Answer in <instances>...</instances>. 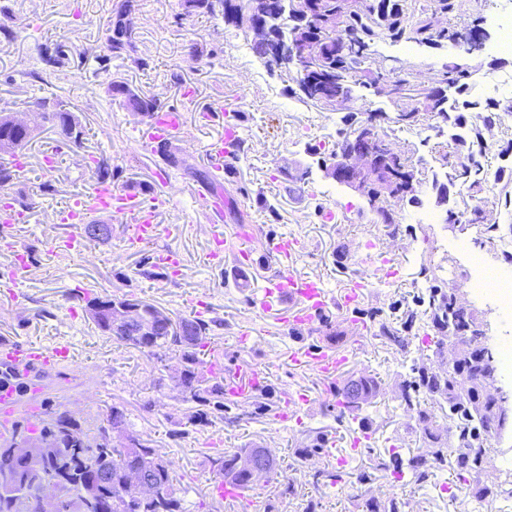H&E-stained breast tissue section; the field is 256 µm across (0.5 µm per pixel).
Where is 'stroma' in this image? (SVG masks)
Segmentation results:
<instances>
[{"mask_svg": "<svg viewBox=\"0 0 512 512\" xmlns=\"http://www.w3.org/2000/svg\"><path fill=\"white\" fill-rule=\"evenodd\" d=\"M122 0H0V110L13 113L35 128L28 146V165L11 187L12 192L37 199L24 223L0 228V283L17 282V299L0 300V336L15 342L59 340L74 347L72 363L43 371V396L60 410L74 413L92 427L111 406H119L134 431L147 439L176 475L175 489L185 512H239L237 505L214 498L213 475L203 438L227 448L250 444L270 450L280 474L260 482L255 497L271 512H302L316 501L319 512H362L366 500L396 495L410 512H471L470 497L456 490L455 475L442 469L436 486L414 488L379 476L371 485H360L355 475L369 465L367 453L353 450L357 438L348 424L337 423L327 408L326 383L315 373L289 366L287 352L298 339L289 336L277 311L259 313L253 301L273 274V266H261L273 241L282 235H298L295 273L322 278L331 296H338L358 275L355 257L362 252L381 254L374 233L380 217L359 195L325 177L323 159L336 149L341 112L325 111L289 94L296 73L268 66L255 53L234 51L237 41L254 44L255 35L244 26L225 23L222 15H183L179 0H133L131 34L137 54L149 62L141 69L130 60L115 58L100 65L107 55L112 16ZM59 44L69 56L66 72L58 73L41 60L39 45ZM376 54L388 65L413 68L420 80L432 83L444 63L457 52L453 48L426 50L377 42ZM475 69L473 98L512 97V51L494 54L483 50L470 56ZM127 84L140 96L157 97L168 107L183 109L184 135L172 138V150L180 167L167 165L153 148L138 144L146 118L115 99L112 83ZM38 97L64 102L85 129L82 147L66 149L53 172L42 169L44 147L55 142L54 128L44 122L33 105ZM363 114H378V122L399 152L421 170L424 182L442 174L440 158L453 134L450 126H437L426 118L406 126L395 120L396 110L385 97L363 95L356 102ZM234 112L245 139L238 173L228 189L243 215L244 224L223 218L224 235L248 249L251 262L238 270L233 258L223 265L208 264L211 224L214 220L199 196V185L188 169L208 166V144L224 134V113ZM110 157L118 172L114 184L140 191L159 223L178 220L177 237L130 246L125 224L99 216L111 224L109 243L87 242L82 254L51 252L56 239L71 234L69 226L53 216L91 181L94 157ZM53 190L42 193V183ZM268 207H260L258 197ZM389 211L404 231V245L394 261L385 264V287L373 289L363 301L367 307H388L411 301L424 278L421 266H448L458 280L472 273L467 247L495 256L478 228L459 231L446 223L444 206L433 192L411 205L393 201ZM37 249L40 260L30 262L24 273L14 267L11 245ZM182 257L178 274L164 279L139 275L142 257L162 249ZM131 294L155 305L170 317L197 316L212 324L209 339L222 365L244 362L265 368L275 400L286 392L309 395L308 410L300 422L275 423L271 415H259L252 404L237 405L244 421L235 426H212L179 431L177 423L189 410L172 369H159L146 355L123 342L103 335L85 310L86 297ZM464 307L479 317L492 343L512 346V320L503 321L489 301L461 289ZM351 322L337 317L339 343L349 352L344 375L378 377L382 389L367 411L374 418L371 431L376 442L395 439L407 444L410 425L396 406L398 374L403 355L376 336L364 339L352 334ZM251 331L248 347L238 338ZM331 433L344 457L300 455L315 429ZM333 467L344 472L341 485L319 488L312 481L315 469Z\"/></svg>", "mask_w": 512, "mask_h": 512, "instance_id": "35a3bbf8", "label": "stroma"}]
</instances>
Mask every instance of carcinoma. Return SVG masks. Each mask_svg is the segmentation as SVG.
<instances>
[{
  "instance_id": "1",
  "label": "carcinoma",
  "mask_w": 512,
  "mask_h": 512,
  "mask_svg": "<svg viewBox=\"0 0 512 512\" xmlns=\"http://www.w3.org/2000/svg\"><path fill=\"white\" fill-rule=\"evenodd\" d=\"M245 0H181L185 14L205 11L220 14L225 22H234L235 14ZM469 0H312L310 13L305 18L310 33L317 35L325 18H333L342 25L340 35L349 38L347 49L339 52L336 41L322 43V76L339 82L347 91L382 77L371 76L374 62L373 45L380 40L419 45L441 39L452 41L464 29L475 26L478 20L468 22L466 4ZM461 20L438 30L431 25L430 11ZM109 51L115 57L128 58L140 67L148 66L146 59L134 56L135 45L131 33L123 24L121 12L112 18V35L108 38ZM46 65L59 72L68 64V55L60 45L40 46ZM473 68L470 64L451 59L444 63L434 88L433 108L448 114V121L466 129L467 135L453 140L454 147L442 160L448 184L458 188L467 197L463 207L448 209L449 224H473L487 195H493V204L512 213V167L492 168L487 154L485 133L505 126L512 118V98L474 100L470 97ZM115 95L124 97L134 111L147 117L164 108L155 98H143L122 85L112 86ZM399 112L428 111L424 101L410 97L391 98ZM36 105L45 111V120L59 127V142L67 147H80L85 131L65 105L48 98L36 99ZM377 121L370 115L362 120L357 113L344 116V127L337 131L336 150L331 158L351 148L352 142L365 122ZM32 139V130L14 125L8 113H0V153L24 149ZM245 150L240 140L238 153L224 159L223 173L208 168L191 172L193 179L212 195L224 192V177L236 174V164ZM139 273L147 278L167 276L164 268L145 256L140 260ZM420 274L428 282L425 293L414 298V306L404 309L396 319L382 317V312L361 306L352 308L353 317L369 324L372 335L381 337L395 350L408 354L412 331L421 317L434 332L433 356L421 355L411 359L407 372L399 382L400 406L415 415V427L409 434L419 435L421 446L403 449L385 448L376 454L373 471L362 470L359 483L373 481V472L383 471L398 482L411 483L419 488L435 484L438 469L448 466L455 474L458 488L467 490L484 501L505 492L501 486L483 480L488 435L512 430V406H501L494 393L496 383L494 356L483 340V331L474 314L458 301L459 288L455 280L445 279L439 269L421 265ZM141 306L140 320L114 328L112 316L130 302ZM153 304L129 295L106 294L86 301V311L97 328L106 336L114 337L139 350L147 357L163 363L175 361L182 383L190 389L185 401L191 404L185 415L186 424L206 427L215 419L231 425L240 417L231 414L230 402L224 393V375L207 367L204 360L205 344L211 332L208 322L197 317H179L169 326H154L142 332L144 320L153 316ZM309 335L336 338L332 317L321 313ZM455 339L464 345L459 357H448V341ZM41 379L38 370L27 374L15 372L0 364V385L11 384L17 397L31 400L28 391ZM381 391L380 381L373 376H360L348 382L329 387L331 401L336 403V421L354 423L357 428H370V417L364 406L370 404ZM256 409L261 414L276 410L270 386L254 394ZM41 420L37 431L29 435L32 461L15 456L10 437L0 438V473L13 476L14 488L0 489V512H44L41 498L42 484L51 482L59 492L54 512H183V504L174 488V476L167 462L162 460L150 443L127 430L124 411L112 406L98 428L106 426L122 432L125 441L106 446L91 438L83 430L80 420L66 412H58L50 401H40ZM444 411L448 423L437 420V411ZM328 434L315 431L309 444L302 449L306 456L329 455ZM472 449L459 455L456 449ZM262 455L259 448L221 449L209 457L210 469L216 478L251 483L248 461ZM132 471L147 473L157 488L153 497L144 496L142 489L127 480ZM316 483L326 487L339 484L342 472L324 468L314 473ZM405 502L393 496L384 501L366 502V512H404Z\"/></svg>"
}]
</instances>
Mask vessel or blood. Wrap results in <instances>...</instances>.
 Here are the masks:
<instances>
[{
	"label": "vessel or blood",
	"mask_w": 512,
	"mask_h": 512,
	"mask_svg": "<svg viewBox=\"0 0 512 512\" xmlns=\"http://www.w3.org/2000/svg\"><path fill=\"white\" fill-rule=\"evenodd\" d=\"M184 113L170 109L155 115L140 137L144 146L179 134L184 128ZM240 130L233 114H226L224 137L208 146L206 153L211 167L221 169L224 157L238 147ZM109 214L130 223V241L141 245L166 236H176L179 224H159L152 209L146 207L138 191L118 188L104 182L90 183L88 188L75 196L60 213L61 223L73 227L74 232L58 242L57 247L66 253H78L84 249V240L75 229L92 216ZM298 240L289 236L278 240L273 251L278 259V268L269 278L263 295L258 301L260 310L290 301L293 304L289 321L292 326L306 329L316 323L318 314L328 305V294L321 279L300 276L293 272L292 264ZM71 359V346L60 342L53 346L23 344L10 340L0 341V363L11 366L20 373H28L30 367L39 364L54 367ZM290 365L308 368L324 381H334L347 364L346 351L328 345L320 349H292L288 352ZM268 372L260 367L242 364L231 375L225 376L227 395L234 400H249L268 382ZM211 493L220 500L235 502L242 512H251L253 499L249 489L229 481H214Z\"/></svg>",
	"instance_id": "vessel-or-blood-1"
}]
</instances>
